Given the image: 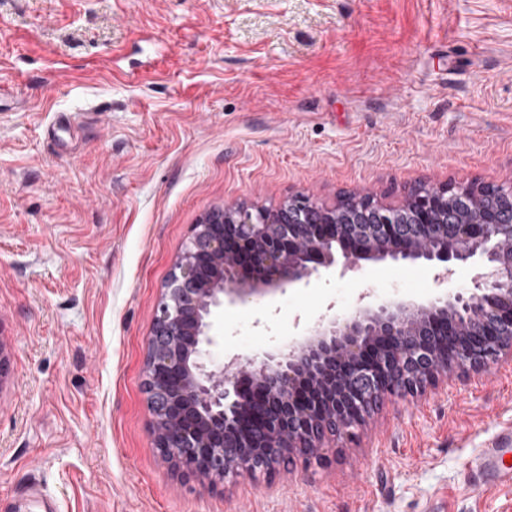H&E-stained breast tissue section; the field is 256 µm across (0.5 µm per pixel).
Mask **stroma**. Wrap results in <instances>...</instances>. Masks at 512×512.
Returning <instances> with one entry per match:
<instances>
[{"label": "stroma", "instance_id": "obj_1", "mask_svg": "<svg viewBox=\"0 0 512 512\" xmlns=\"http://www.w3.org/2000/svg\"><path fill=\"white\" fill-rule=\"evenodd\" d=\"M471 181L512 184V0H0V512L34 487L56 512H512L466 475L512 443V360L215 487L155 448L144 393L206 213ZM440 292L373 263L225 307L211 354Z\"/></svg>", "mask_w": 512, "mask_h": 512}]
</instances>
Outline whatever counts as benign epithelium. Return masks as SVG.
Returning <instances> with one entry per match:
<instances>
[{
    "instance_id": "7a95c632",
    "label": "benign epithelium",
    "mask_w": 512,
    "mask_h": 512,
    "mask_svg": "<svg viewBox=\"0 0 512 512\" xmlns=\"http://www.w3.org/2000/svg\"><path fill=\"white\" fill-rule=\"evenodd\" d=\"M471 182L430 186L400 206L343 208L288 198L226 206L195 232L156 308L146 359L155 447L212 483L309 462L353 436L376 406L416 398L452 373L512 355V185L479 206ZM422 261L435 279L476 259L472 287L429 304L381 300L321 318L306 337L256 358L213 361V316L306 288L367 261Z\"/></svg>"
}]
</instances>
